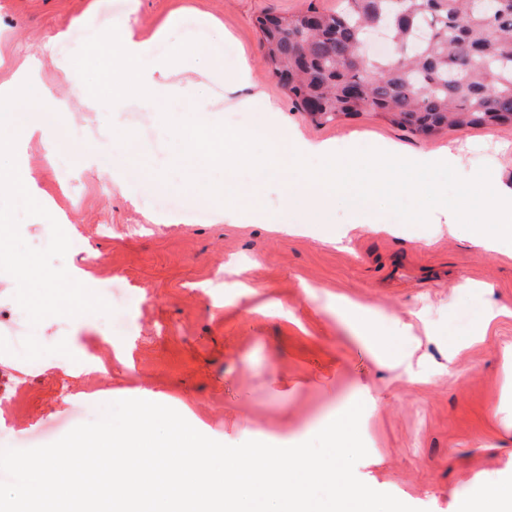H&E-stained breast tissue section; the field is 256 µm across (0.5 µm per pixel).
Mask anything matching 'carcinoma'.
Instances as JSON below:
<instances>
[{"label": "carcinoma", "mask_w": 512, "mask_h": 512, "mask_svg": "<svg viewBox=\"0 0 512 512\" xmlns=\"http://www.w3.org/2000/svg\"><path fill=\"white\" fill-rule=\"evenodd\" d=\"M341 0L320 12L256 18L280 86L303 111L329 121L340 114L383 112L428 135L448 125L512 123V0L490 16L470 0ZM388 28L393 56L356 52L366 31Z\"/></svg>", "instance_id": "1"}]
</instances>
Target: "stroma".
<instances>
[{
  "instance_id": "1",
  "label": "stroma",
  "mask_w": 512,
  "mask_h": 512,
  "mask_svg": "<svg viewBox=\"0 0 512 512\" xmlns=\"http://www.w3.org/2000/svg\"><path fill=\"white\" fill-rule=\"evenodd\" d=\"M127 0H0V83L13 61L39 56L37 83L69 99L71 138L48 161L51 137L22 140L19 162L67 236L87 256H65L111 294L112 316L50 317L14 328L0 320V449L53 443L96 420L105 404L153 392L158 403L227 445L249 440L300 444L355 402L368 454L356 476L418 512H455L476 483L512 480V427L496 411L512 385V254L473 243L458 225L399 223L373 202L341 245L301 229L302 213L281 207L283 187L258 189L274 224H230L213 207L189 208L184 192L141 178L113 185L106 166H88L84 145L103 115L84 111L58 78L80 39L127 17ZM335 9L336 0H139V39L179 13L192 38L233 68L247 57L249 87L277 102L282 123L313 142H376L405 153L460 155L459 174L488 165L512 188V125L445 127L429 135L358 112L316 120L281 88L264 57L256 19L264 13ZM230 40L217 39L218 31ZM55 56L42 54L57 33ZM156 170L172 141L154 112L122 117ZM172 199L163 209L155 200ZM376 316L363 336L344 314ZM494 316H487V307ZM97 345L99 369L85 347Z\"/></svg>"
}]
</instances>
